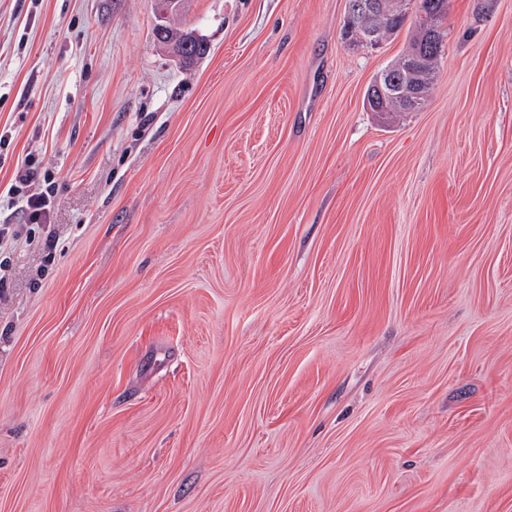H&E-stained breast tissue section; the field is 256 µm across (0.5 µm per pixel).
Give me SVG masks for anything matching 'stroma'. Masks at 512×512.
Segmentation results:
<instances>
[{
	"mask_svg": "<svg viewBox=\"0 0 512 512\" xmlns=\"http://www.w3.org/2000/svg\"><path fill=\"white\" fill-rule=\"evenodd\" d=\"M0 0V512H512V0ZM415 1L411 0H363L354 4L356 21L360 28L354 29L346 39L362 41L378 46L384 39L385 18L391 14L401 12L409 13ZM420 11H423L419 15L422 30L429 36H433L438 24H441L448 13V0H418L417 13ZM417 13L414 22L410 24L407 31L409 35L408 50L398 60L379 71L369 85V87L372 86L378 78L390 81H379L370 88L366 99V107L370 112H385L384 107L391 102H396L401 108L407 109L408 112L416 111L423 106L426 98L424 89L432 74L428 71V64L431 62L430 58L434 47L431 42H427L415 49L402 61L422 37V30L416 24ZM427 13H438V23L434 14ZM399 64L400 67L408 69L412 74V79L402 85L391 83L394 81L400 82L403 79V72L399 68ZM5 203L11 208L19 205L29 221L34 224H46L50 216V203L44 192L26 196L11 186L7 192Z\"/></svg>",
	"mask_w": 512,
	"mask_h": 512,
	"instance_id": "obj_1",
	"label": "stroma"
}]
</instances>
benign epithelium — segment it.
Wrapping results in <instances>:
<instances>
[{"instance_id":"1","label":"benign epithelium","mask_w":512,"mask_h":512,"mask_svg":"<svg viewBox=\"0 0 512 512\" xmlns=\"http://www.w3.org/2000/svg\"><path fill=\"white\" fill-rule=\"evenodd\" d=\"M186 0H167V7L158 12L159 23L157 34L163 38L169 28V17L181 11ZM413 0H358L354 4L357 30H352L346 39L362 41L378 46L383 42L385 18L391 14L407 13L413 8ZM198 39L197 34L186 35L179 41L171 39L166 41L173 52L180 58L188 56L193 42ZM434 47L427 42L415 49L400 63V67L409 70L412 79L402 85L380 81L370 88L366 99V107L371 112H383L385 106L391 102L397 103L401 108L412 112L423 106L426 98L425 86L431 77L428 64Z\"/></svg>"}]
</instances>
